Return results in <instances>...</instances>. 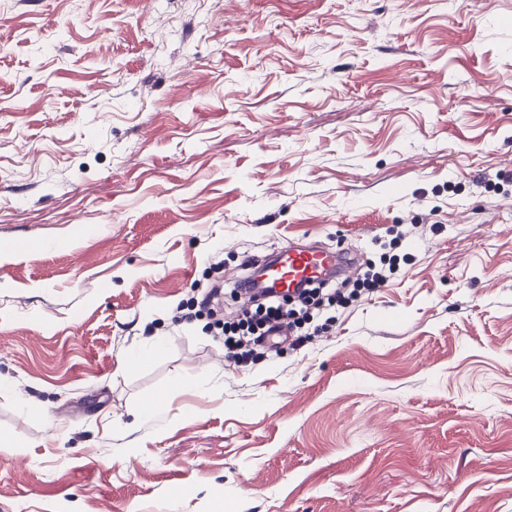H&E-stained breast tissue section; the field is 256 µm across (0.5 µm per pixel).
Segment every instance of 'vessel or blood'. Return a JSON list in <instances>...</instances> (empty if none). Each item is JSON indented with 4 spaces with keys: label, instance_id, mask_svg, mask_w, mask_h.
<instances>
[{
    "label": "vessel or blood",
    "instance_id": "b4317fda",
    "mask_svg": "<svg viewBox=\"0 0 512 512\" xmlns=\"http://www.w3.org/2000/svg\"><path fill=\"white\" fill-rule=\"evenodd\" d=\"M334 266L346 273L352 269L333 252L316 246L306 248L293 241L278 246L266 264L269 280L280 292L293 290L305 278Z\"/></svg>",
    "mask_w": 512,
    "mask_h": 512
}]
</instances>
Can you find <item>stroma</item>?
<instances>
[{
    "label": "stroma",
    "instance_id": "obj_1",
    "mask_svg": "<svg viewBox=\"0 0 512 512\" xmlns=\"http://www.w3.org/2000/svg\"><path fill=\"white\" fill-rule=\"evenodd\" d=\"M287 238L396 269L230 360ZM0 437V512H512V0H0Z\"/></svg>",
    "mask_w": 512,
    "mask_h": 512
}]
</instances>
